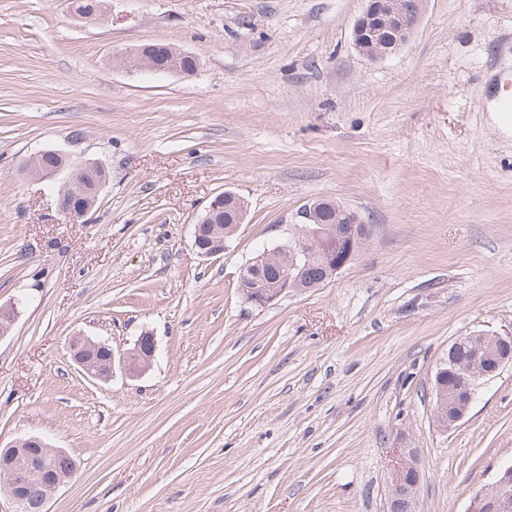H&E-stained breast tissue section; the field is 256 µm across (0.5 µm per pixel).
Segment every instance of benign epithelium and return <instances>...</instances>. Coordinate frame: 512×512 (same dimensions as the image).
<instances>
[{
	"mask_svg": "<svg viewBox=\"0 0 512 512\" xmlns=\"http://www.w3.org/2000/svg\"><path fill=\"white\" fill-rule=\"evenodd\" d=\"M366 6L354 24L353 34L356 48L373 60H382L398 53L409 41L417 28L422 13L424 0H365ZM56 156L60 152L44 150L35 155L28 163V168L41 179H50L63 171L58 164H49V154ZM106 186V176L100 175L94 184L90 203L76 209L66 202V198L75 199L87 194L86 189L72 173L65 179L61 192L57 195L56 212L69 223L84 220L89 210L95 205ZM317 207L304 206L295 214L298 224L305 225L295 241L299 253L322 244V237L315 230L306 228V224L318 221ZM194 246L203 257H216L224 253V239L213 237L206 232V225H195ZM292 273H284L280 287L272 293H266L258 286H253V294L246 301L259 307L266 306L285 292L294 289ZM70 354L82 372L90 379L107 381L112 377L115 354L112 346L101 340L87 336H74L68 344ZM157 342L150 332L138 336L134 346L124 352L119 360L124 372L130 377L144 374L152 365L156 356ZM507 364H512V354L485 365L475 372H465L468 380V399L455 407L448 414V423L442 429L455 427L468 414L476 390L481 381L490 379ZM49 447L39 437L17 439L0 448V496H5L11 509L8 512H48L47 505L55 492L68 483L75 471L74 459L62 448H51L55 460L50 461L44 454ZM414 456L411 448L402 449L399 460L394 466L389 486L390 512H413L416 488L420 482L417 468L411 463ZM512 463L500 466L497 479L486 485L477 493L469 506L468 512H512Z\"/></svg>",
	"mask_w": 512,
	"mask_h": 512,
	"instance_id": "7a95c632",
	"label": "benign epithelium"
}]
</instances>
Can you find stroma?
<instances>
[{
  "mask_svg": "<svg viewBox=\"0 0 512 512\" xmlns=\"http://www.w3.org/2000/svg\"><path fill=\"white\" fill-rule=\"evenodd\" d=\"M0 0V444L75 460L49 512H388L400 449L415 512H466L512 461V364L440 430L432 381L457 337L512 334V0H426L399 53L353 40L365 0ZM163 42L196 75L113 66ZM109 179L84 224L27 159ZM247 217L223 256L193 246L211 201ZM332 200L367 238L322 286L266 307L241 268ZM157 355L93 382L71 336ZM156 352L155 336L150 332H145L138 336L130 350L120 356L119 362L129 377H138L151 367Z\"/></svg>",
  "mask_w": 512,
  "mask_h": 512,
  "instance_id": "obj_1",
  "label": "stroma"
}]
</instances>
